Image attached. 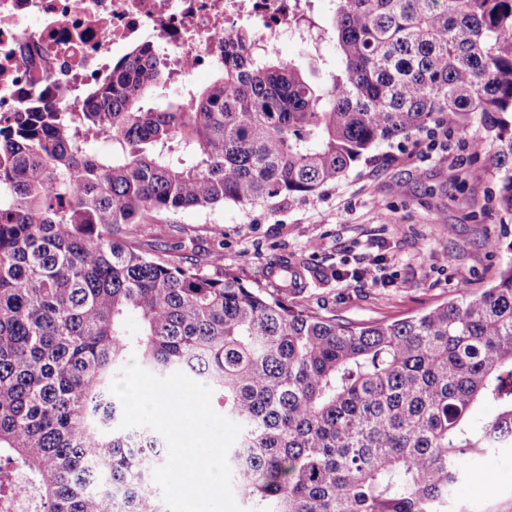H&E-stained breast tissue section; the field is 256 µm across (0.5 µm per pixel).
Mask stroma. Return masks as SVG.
<instances>
[{
    "label": "stroma",
    "mask_w": 512,
    "mask_h": 512,
    "mask_svg": "<svg viewBox=\"0 0 512 512\" xmlns=\"http://www.w3.org/2000/svg\"><path fill=\"white\" fill-rule=\"evenodd\" d=\"M485 131L449 126L431 146L424 135L383 144L336 184L305 200L233 203L154 215L126 243L211 272L214 254L245 285L282 287L293 302L355 322L393 320L487 287L512 262V218L497 211L498 185L474 146ZM501 247L489 251L487 239ZM378 262V281L358 270ZM456 512H512V456L489 457L457 491Z\"/></svg>",
    "instance_id": "35a3bbf8"
}]
</instances>
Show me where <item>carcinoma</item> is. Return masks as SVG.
<instances>
[{"mask_svg":"<svg viewBox=\"0 0 512 512\" xmlns=\"http://www.w3.org/2000/svg\"><path fill=\"white\" fill-rule=\"evenodd\" d=\"M332 2L330 25L303 18L311 59L332 41L341 60L318 85L242 28L212 81L161 110L146 103L170 73L144 47L79 111L0 120V462L41 512H168L161 436L119 428L110 391L132 360L203 379L242 427L227 461L246 512H448L482 458L512 450V263L357 323L117 235L153 213L306 199L444 114L487 132L477 150L512 215V0ZM484 404L498 413L474 419Z\"/></svg>","mask_w":512,"mask_h":512,"instance_id":"1","label":"carcinoma"}]
</instances>
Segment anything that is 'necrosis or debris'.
<instances>
[{
  "label": "necrosis or debris",
  "mask_w": 512,
  "mask_h": 512,
  "mask_svg": "<svg viewBox=\"0 0 512 512\" xmlns=\"http://www.w3.org/2000/svg\"><path fill=\"white\" fill-rule=\"evenodd\" d=\"M304 0H0V116L44 99L75 111L83 91L135 45L157 48L176 89L224 61L250 28L270 49L303 38Z\"/></svg>",
  "instance_id": "4bbe7bcc"
}]
</instances>
